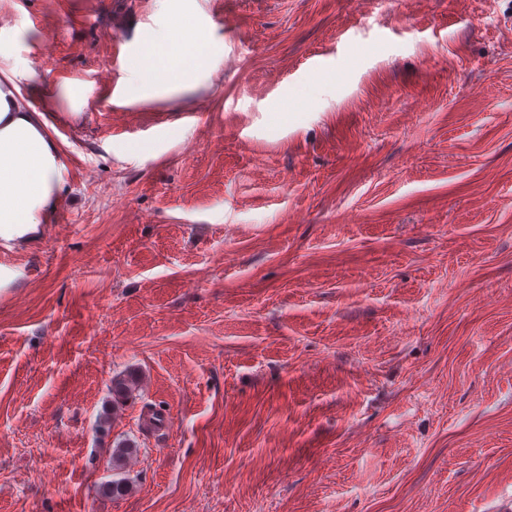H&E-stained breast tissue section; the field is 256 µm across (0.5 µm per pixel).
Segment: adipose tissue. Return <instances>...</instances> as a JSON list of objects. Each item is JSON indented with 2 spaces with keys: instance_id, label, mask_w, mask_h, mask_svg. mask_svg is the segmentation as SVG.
Here are the masks:
<instances>
[{
  "instance_id": "ef3b65f1",
  "label": "adipose tissue",
  "mask_w": 512,
  "mask_h": 512,
  "mask_svg": "<svg viewBox=\"0 0 512 512\" xmlns=\"http://www.w3.org/2000/svg\"><path fill=\"white\" fill-rule=\"evenodd\" d=\"M171 26L180 31V40L156 42L155 73L148 80H133L126 88L129 98L147 102L193 92L203 78L196 61L218 56L208 33L186 27L177 16ZM11 38V27L0 21V161L11 167L9 176L0 177V237L5 239L46 221L63 181L58 146L38 123L41 112H81L94 95L92 86L66 76L36 82L33 71L2 51Z\"/></svg>"
}]
</instances>
